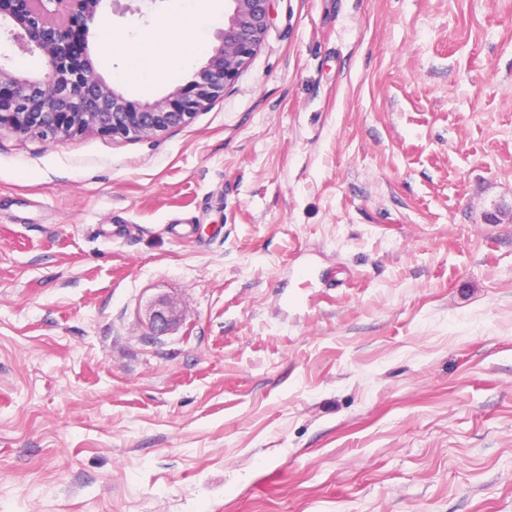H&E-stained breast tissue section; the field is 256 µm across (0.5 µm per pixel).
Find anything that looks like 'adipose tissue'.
<instances>
[{"label":"adipose tissue","mask_w":512,"mask_h":512,"mask_svg":"<svg viewBox=\"0 0 512 512\" xmlns=\"http://www.w3.org/2000/svg\"><path fill=\"white\" fill-rule=\"evenodd\" d=\"M181 24L160 29L135 43L125 44L126 66L120 78H136L141 89L151 90L155 82L189 68L204 48L200 36L203 24L217 21L219 0H177Z\"/></svg>","instance_id":"1"}]
</instances>
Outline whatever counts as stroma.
I'll return each instance as SVG.
<instances>
[{
	"label": "stroma",
	"instance_id": "1",
	"mask_svg": "<svg viewBox=\"0 0 512 512\" xmlns=\"http://www.w3.org/2000/svg\"><path fill=\"white\" fill-rule=\"evenodd\" d=\"M121 2L99 73L185 84ZM0 512H512V0H272L185 125L0 132ZM180 315L173 302H164L150 315V327L155 332H164L180 322Z\"/></svg>",
	"mask_w": 512,
	"mask_h": 512
}]
</instances>
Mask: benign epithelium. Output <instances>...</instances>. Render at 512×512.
<instances>
[{"label":"benign epithelium","mask_w":512,"mask_h":512,"mask_svg":"<svg viewBox=\"0 0 512 512\" xmlns=\"http://www.w3.org/2000/svg\"><path fill=\"white\" fill-rule=\"evenodd\" d=\"M103 2L0 0V41L41 60L31 75L12 69L11 55L0 52V131L52 141L86 132L139 139L184 124L224 96L261 46L270 21V0H226L224 28L206 62L168 95L139 102L107 83L92 62L88 36L103 26ZM179 322L172 302L149 318L155 332Z\"/></svg>","instance_id":"1"}]
</instances>
